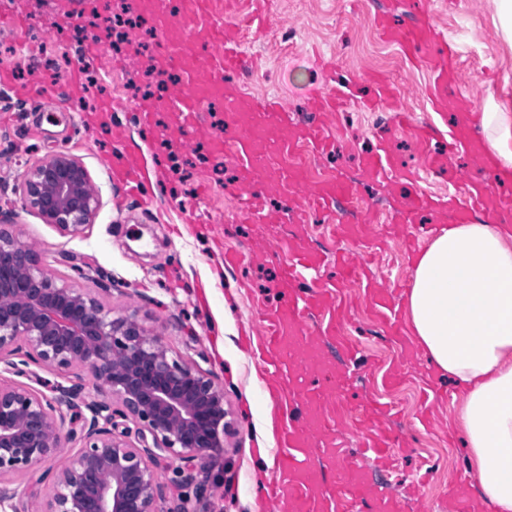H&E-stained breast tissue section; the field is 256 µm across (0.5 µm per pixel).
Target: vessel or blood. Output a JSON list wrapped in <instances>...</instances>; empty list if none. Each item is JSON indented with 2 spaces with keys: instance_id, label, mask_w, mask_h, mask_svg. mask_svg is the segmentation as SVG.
I'll list each match as a JSON object with an SVG mask.
<instances>
[{
  "instance_id": "obj_1",
  "label": "vessel or blood",
  "mask_w": 512,
  "mask_h": 512,
  "mask_svg": "<svg viewBox=\"0 0 512 512\" xmlns=\"http://www.w3.org/2000/svg\"><path fill=\"white\" fill-rule=\"evenodd\" d=\"M261 2L178 0L177 12L168 14L158 11L154 0H139V8L161 35L159 70L178 78L173 97L182 131L188 133L198 127L203 103L220 101L230 112L233 122L213 147L233 153L241 177L226 193L243 198L238 218L241 223L259 225L254 250L268 257L272 243L282 240L280 219L269 217L263 205L270 190L281 193L287 212L297 224L308 222L314 215L331 214L338 199L352 197V187L343 176L317 181L309 178L310 156L320 155L328 146L336 114L352 97L341 87L314 95L310 108L315 122L296 127L281 98L259 102L241 90L242 76L254 66L240 49L244 33L250 29L262 31L269 23L259 9ZM221 8L242 13V21L214 25L212 18ZM374 24L385 43L416 57L428 72V100L433 111L472 109L471 100L458 90L459 75L448 65V42L435 25L423 23L406 28L389 23L381 14ZM372 81L376 93L363 102V109L392 111V126L413 139L422 157L423 171L443 166L441 156L432 148L437 139L447 142L449 148H463L472 160H479L469 129H437L415 123L408 113L394 107L393 89L385 75H373ZM287 127L293 130L292 138L278 140V132ZM363 169L382 181L391 180L397 173L394 156L385 145L364 158ZM112 175L138 195L153 193L142 154H124L121 164L113 166ZM491 205L497 211L512 214V195L499 192L492 181L463 197L453 191L444 199L413 193L405 209L383 218L369 208L355 209L353 219L340 220L336 232L341 238L353 237L367 246L376 240L375 225L381 221L390 235L395 225L408 223L413 213L431 207L440 219L467 224L475 216L486 215ZM323 267L321 253L300 245L293 248L288 261L281 265L279 288L284 299L265 308L258 330L249 339L280 415L274 450L276 475L262 496L276 512H398L395 501L368 482L363 471L345 457L339 443H330L320 458L311 454L319 437L333 433L337 423L346 420L362 434L363 448L374 460L389 461L398 446L395 435L377 414L353 415L344 403L332 407L325 404L344 384L345 375L323 351L319 336H327L339 352L348 355L356 353L357 346L344 331L350 316L349 304L338 297L335 279L322 276ZM371 298L373 318L393 334H400L399 312L387 291L372 289ZM310 319L318 321L320 335L306 333Z\"/></svg>"
}]
</instances>
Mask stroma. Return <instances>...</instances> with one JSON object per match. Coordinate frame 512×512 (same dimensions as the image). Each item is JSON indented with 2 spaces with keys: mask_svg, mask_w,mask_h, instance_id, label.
Returning <instances> with one entry per match:
<instances>
[{
  "mask_svg": "<svg viewBox=\"0 0 512 512\" xmlns=\"http://www.w3.org/2000/svg\"><path fill=\"white\" fill-rule=\"evenodd\" d=\"M136 0H0V16L17 15L30 23L29 33L0 27V67L11 68L17 80L14 93H0V214L6 228L32 246L42 263L65 284L88 290L113 316L136 319L180 361L196 362L224 391L231 424L224 454L209 468L208 512H266L253 494L263 476L258 468L268 443L261 432L267 404L265 383L244 343L246 332L261 322L263 307L276 304L281 267L255 254L251 244L257 227L237 219L240 199L225 195L236 184V161L214 152L210 140L223 137L230 116L217 105L204 106L195 135L182 134L175 113L165 102L170 96L156 66L159 42L143 47L137 32L115 42L114 16L135 13ZM271 21L247 46L256 58L254 69L241 80L243 91L258 100L277 96L286 102L296 124L313 118L308 108L312 93L330 86L349 85L356 99L371 95L369 75L386 72L394 83L397 103L419 123L454 124L453 113L432 112L422 97L425 71L408 61L399 48L381 41L373 27L376 12L390 14L395 23L414 21L408 0H274ZM448 34L461 71L460 88L471 95L477 110L488 101L512 105V46L497 33L489 0H436L427 16ZM97 39L96 59L81 61L84 44ZM83 63L85 95L75 112L59 113L47 121L36 112L29 90L43 68L64 80L76 63ZM107 93L119 109L97 115L98 96ZM146 111L163 136L147 144L138 111ZM387 112L348 107L338 116L336 142L327 154L315 157L314 178L327 173L345 175L356 200L379 213L393 211L405 189L400 181L383 182L365 173L364 156L389 137L399 169L419 165L413 141L388 131ZM66 151L81 161L102 191V203L91 224L70 235L23 209L20 186L27 166ZM140 152L160 177L153 199L124 195L112 179L111 161L122 152ZM441 173L422 174L421 193L438 196L456 180L458 190L468 183L490 181L491 166H474L468 154L450 151ZM208 200H200L201 186ZM194 212L197 221L183 223ZM286 236L322 251L334 260L336 251L361 255L359 244L336 239L330 224H290ZM242 254L239 266L225 265L224 251ZM367 283L344 281L355 305L345 330L358 345L357 355L342 362L351 377L343 392L353 407L397 404L391 427L402 441L393 469L381 470L364 454L354 427L337 430L345 455L364 466L368 478L393 496L402 512H444L441 496L457 472L467 467L461 438L448 426L453 388L427 368L417 346L402 348L368 315V287L407 291L411 286V255L401 241H389L366 258ZM399 361L406 380L390 391L382 383L376 360ZM24 383L42 394L56 384L79 385L86 400L100 398L102 389L91 369L76 365L57 371L30 364ZM77 443L27 472L13 475L14 487L25 497L30 512H46V477L69 465ZM192 466L173 457L159 460L162 494L160 512H176L193 487L182 473Z\"/></svg>",
  "mask_w": 512,
  "mask_h": 512,
  "instance_id": "35a3bbf8",
  "label": "stroma"
}]
</instances>
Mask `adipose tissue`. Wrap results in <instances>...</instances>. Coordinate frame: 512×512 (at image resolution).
Returning a JSON list of instances; mask_svg holds the SVG:
<instances>
[{
	"label": "adipose tissue",
	"instance_id": "ef3b65f1",
	"mask_svg": "<svg viewBox=\"0 0 512 512\" xmlns=\"http://www.w3.org/2000/svg\"><path fill=\"white\" fill-rule=\"evenodd\" d=\"M482 153L512 175V114L478 116ZM406 319L459 397L451 420L478 480L477 512H512V219L442 227L414 264Z\"/></svg>",
	"mask_w": 512,
	"mask_h": 512
}]
</instances>
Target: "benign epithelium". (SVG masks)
<instances>
[{"mask_svg": "<svg viewBox=\"0 0 512 512\" xmlns=\"http://www.w3.org/2000/svg\"><path fill=\"white\" fill-rule=\"evenodd\" d=\"M21 201L45 223L78 234L100 206V192L84 165L60 151L30 166ZM17 373L29 363L60 371L89 367L105 388L84 400L76 386L57 384L53 396L24 384L0 382V512H28L8 476L27 471L79 441L68 467L56 475L47 512H159V458L192 462L224 454L229 423L224 391L195 363L169 356L162 342L132 316L112 317L87 292L58 282L35 250L0 230V351ZM123 410L116 413L113 401ZM77 425L64 430L65 412ZM131 418L116 432L115 416ZM186 482L196 481L193 473ZM198 482V481H196ZM196 502L179 512H203L206 481Z\"/></svg>", "mask_w": 512, "mask_h": 512, "instance_id": "1", "label": "benign epithelium"}]
</instances>
